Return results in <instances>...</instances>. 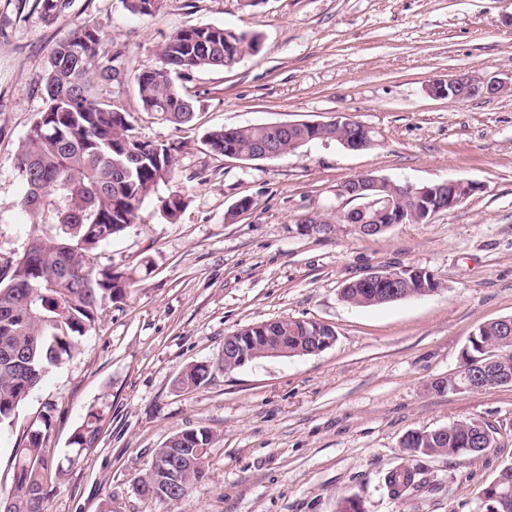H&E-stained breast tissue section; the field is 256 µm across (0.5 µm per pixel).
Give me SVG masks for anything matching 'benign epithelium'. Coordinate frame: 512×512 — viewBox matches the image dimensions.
I'll return each instance as SVG.
<instances>
[{
	"mask_svg": "<svg viewBox=\"0 0 512 512\" xmlns=\"http://www.w3.org/2000/svg\"><path fill=\"white\" fill-rule=\"evenodd\" d=\"M505 88V83L494 77L460 73L434 82L430 93L443 99L464 101L475 97L495 96ZM333 122L348 129V134L340 139L343 147L363 150L374 145V132L370 127L346 116H338ZM476 190L474 184L459 180L416 186L398 184L386 177L359 174L337 187L336 197L344 199L346 203L352 202L354 206L347 210L338 206L335 215L341 221L357 224L358 230L363 234L375 235L385 230L387 224L403 223V211L399 207L400 195L403 192L408 193L423 211L430 210L435 215L453 209ZM425 275L427 272L422 269L401 267L373 272L359 279V282L367 288L379 285L395 293ZM259 340V336H242L238 331L224 337V363L231 367L246 364L259 355Z\"/></svg>",
	"mask_w": 512,
	"mask_h": 512,
	"instance_id": "1",
	"label": "benign epithelium"
}]
</instances>
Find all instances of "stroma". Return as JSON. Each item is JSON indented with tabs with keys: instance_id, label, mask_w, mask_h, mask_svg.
Segmentation results:
<instances>
[{
	"instance_id": "stroma-1",
	"label": "stroma",
	"mask_w": 512,
	"mask_h": 512,
	"mask_svg": "<svg viewBox=\"0 0 512 512\" xmlns=\"http://www.w3.org/2000/svg\"><path fill=\"white\" fill-rule=\"evenodd\" d=\"M86 25L121 70L98 96L122 105L143 140L176 146V163L134 223L98 250L101 266L129 277L127 296L0 426V493L47 413V512H336L343 498L362 512H482L479 490L512 464V388L439 393L433 383L458 370L479 325L512 316V0H163L148 16L123 0H72L53 16L39 0H0V261L27 241L15 157L44 107L46 60ZM194 25L256 33L262 44L233 68L184 76L199 116L177 127L143 109L134 76L157 64L167 36ZM464 72L507 88L459 103L430 95L433 82ZM339 113L371 127L374 145L315 141L242 160L204 140L214 128ZM358 174L477 190L376 236L350 224L301 234L300 220L331 217L337 186ZM173 191L188 205L170 221L157 198ZM242 199L250 208L234 212ZM407 266L432 274L439 291L369 307L340 296L349 282ZM285 317L326 323L336 340L178 386L187 367L217 362L228 334ZM92 413L96 440L74 446ZM470 418L494 426V448L421 458L432 488L389 496L384 477L402 463L407 433ZM199 426L214 433L205 478L172 507L140 497L134 479L156 448Z\"/></svg>"
}]
</instances>
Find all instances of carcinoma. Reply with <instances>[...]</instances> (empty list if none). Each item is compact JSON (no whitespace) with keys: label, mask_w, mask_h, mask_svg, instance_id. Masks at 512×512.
<instances>
[{"label":"carcinoma","mask_w":512,"mask_h":512,"mask_svg":"<svg viewBox=\"0 0 512 512\" xmlns=\"http://www.w3.org/2000/svg\"><path fill=\"white\" fill-rule=\"evenodd\" d=\"M161 0H125L136 15H151ZM259 35L217 25L191 26L167 37L157 48L160 65L135 75L138 95L148 112L183 126L197 117L195 101L175 79L201 69L231 68L256 53ZM115 57L101 48L96 29L82 27L51 50L43 72L45 107L39 113L17 153L22 181L20 206L32 217L23 255L0 264V425L9 424L19 407L43 381L49 369L73 355L79 339L96 328L109 303L122 299L129 277L95 262L98 248L133 223L137 211L173 172V148L141 139L129 113L100 100L95 84L118 78ZM345 131L334 126L304 124L278 139L282 153L297 150L295 142L336 141ZM276 136L271 126L254 124L210 130L205 142L225 157H250L258 146ZM42 197L58 206L52 222L43 220ZM160 212L173 219L186 207L185 196L174 192L159 198ZM382 288L351 286L345 298L359 306L382 304ZM308 333L288 336V356L308 354L305 335L325 339L333 329L307 324ZM496 352L497 366L512 372V336H503L494 321L483 323L464 348L466 359ZM215 366L192 365L182 372L179 385L199 387L214 379ZM96 439L94 423L82 426L72 444L90 446ZM213 434L207 427L170 437L155 456L173 470L148 466L135 478L140 495L174 506L205 475L207 446ZM495 430L479 419L454 423L443 430L413 431L409 459L385 476L394 499L406 498L430 486L426 472L412 463L419 456L469 457L493 447ZM49 462L43 431L32 429L15 455L11 491L0 496V512H46L49 499ZM494 483L480 490L489 512H512V497L494 498Z\"/></svg>","instance_id":"1"}]
</instances>
